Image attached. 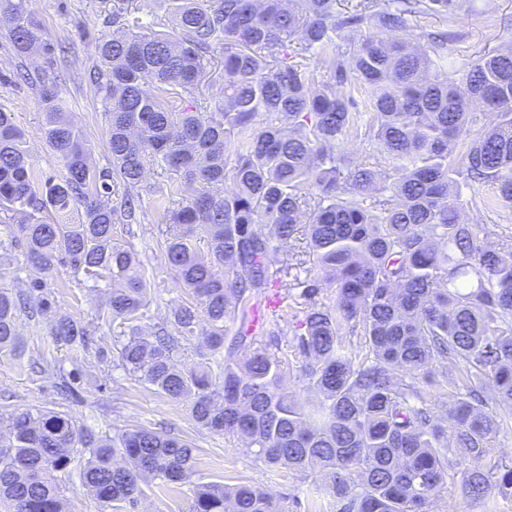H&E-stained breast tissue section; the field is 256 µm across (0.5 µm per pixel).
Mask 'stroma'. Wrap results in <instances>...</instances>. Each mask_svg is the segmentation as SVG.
I'll list each match as a JSON object with an SVG mask.
<instances>
[{
  "instance_id": "1",
  "label": "stroma",
  "mask_w": 512,
  "mask_h": 512,
  "mask_svg": "<svg viewBox=\"0 0 512 512\" xmlns=\"http://www.w3.org/2000/svg\"><path fill=\"white\" fill-rule=\"evenodd\" d=\"M113 0H28L29 9L40 22V35L61 42L68 49L56 60L62 77L61 96L68 105L97 168L111 164L108 149V123L101 99L88 75L97 57L95 44L100 33L112 32ZM512 38V0H467L466 11L458 21L448 46L449 70L465 69L483 51L498 47ZM41 58L18 59L0 23V110L12 114L24 132L37 173L61 175L63 164L43 137L44 108L40 83L16 80V69L35 70ZM162 170L151 166L138 189L143 211L135 219L120 218L114 226L117 242L133 244L141 271L151 284V314L159 319L185 299L184 288L170 270L161 245L159 226L154 221L155 188ZM54 297L55 313L86 322L94 318L108 289L101 282L92 291L78 285L69 268L56 267L46 277ZM50 316L22 317L20 343L16 354H0V416L14 408L40 407L69 412L78 424L98 433L116 426H138L190 440L199 448L194 483L234 484L252 481L272 492L299 501L297 512H336V500L318 475L295 474L273 468L255 459L242 447L226 443L223 436L198 429L184 403L160 396L144 383L128 379L113 363V347L108 328H101L100 342L88 349L55 346L49 336ZM55 364L77 370L69 387L48 372ZM84 455H76L66 470L52 474L62 487L68 512H101L99 502L81 485ZM194 484L162 485L159 480L143 484V495L136 512H189Z\"/></svg>"
}]
</instances>
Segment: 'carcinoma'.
Returning <instances> with one entry per match:
<instances>
[{
    "mask_svg": "<svg viewBox=\"0 0 512 512\" xmlns=\"http://www.w3.org/2000/svg\"><path fill=\"white\" fill-rule=\"evenodd\" d=\"M124 2L112 11L117 29L98 37L89 75L112 156V168L96 170L59 103L53 62L64 46L42 40L27 0H0L16 57L44 59L43 135L65 167L38 188L24 133L0 110V221L13 222L11 241L38 273L60 265L92 289L120 284L96 321L55 318L53 343L84 347L115 325V366L263 463L318 469L336 512H435L452 488L493 512L492 489L512 495V465L489 457L512 431V235L487 242L486 224L466 209L512 207V47L451 77L440 65L448 30L401 36L416 18L455 22L463 0L342 9L337 0H165L173 26L150 33ZM216 63L224 83L208 96ZM358 85L368 94L364 123ZM358 138L376 143L378 156L350 160L345 145ZM153 161L167 177L157 206L166 260L188 299L147 326L149 288L133 246L114 242V224L119 211L135 217L134 191ZM470 182L484 194L448 200ZM75 206L77 224L45 216ZM298 240L320 270L304 281L303 318L288 335L275 305L262 330L249 328L251 308L291 266L287 257L274 267L275 254ZM328 288L334 298L317 301ZM52 304L42 278L16 295L1 283L0 353L14 351L21 316ZM232 314L240 325L226 336ZM199 334L197 355L221 357L217 373L206 361L182 362ZM282 336L283 348L264 343ZM290 355L318 399L283 384ZM6 433V512H64L48 472L79 452L88 454L82 486L105 512H130L148 477L192 482L199 452L165 432L103 436L66 411L31 407L9 413ZM190 512L290 509L242 481L196 485Z\"/></svg>",
    "mask_w": 512,
    "mask_h": 512,
    "instance_id": "1",
    "label": "carcinoma"
}]
</instances>
